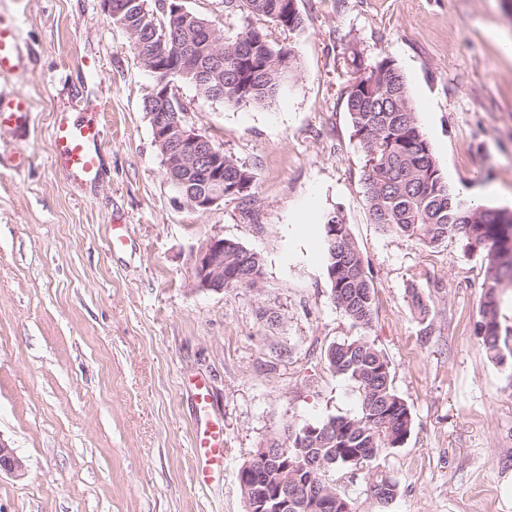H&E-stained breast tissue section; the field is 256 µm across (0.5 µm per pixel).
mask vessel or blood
I'll use <instances>...</instances> for the list:
<instances>
[{"label": "vessel or blood", "instance_id": "b4317fda", "mask_svg": "<svg viewBox=\"0 0 512 512\" xmlns=\"http://www.w3.org/2000/svg\"><path fill=\"white\" fill-rule=\"evenodd\" d=\"M25 57L14 25L0 21V75L23 68ZM32 107L20 95L0 92V125L26 134ZM106 128L100 117V105L89 94L82 95L76 109L56 113L50 130V148L57 164L83 186L95 184L100 175ZM194 451L198 461V479L211 483L224 470V431L215 422L198 421L194 431Z\"/></svg>", "mask_w": 512, "mask_h": 512}]
</instances>
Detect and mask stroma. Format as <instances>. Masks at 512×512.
Listing matches in <instances>:
<instances>
[{
    "label": "stroma",
    "mask_w": 512,
    "mask_h": 512,
    "mask_svg": "<svg viewBox=\"0 0 512 512\" xmlns=\"http://www.w3.org/2000/svg\"><path fill=\"white\" fill-rule=\"evenodd\" d=\"M301 31L252 24L292 45L271 103L233 108L179 85L187 123L250 168V213L176 204L143 100L154 85L101 0H0L26 67L0 91L32 106L28 135L0 127V439L25 463L0 472V512H246L237 479L290 424L356 413L359 394L327 348L364 337L387 357L411 435L329 472L354 512H512V363L475 332L486 261L452 236L435 249L380 231L345 92L355 69L393 60L433 155L461 198L512 211V0H298ZM101 68L82 80L84 56ZM107 127L92 188L53 165L49 129L82 91ZM21 151V168L10 155ZM495 194L476 197V190ZM348 225L375 288L371 323L336 308L321 266V218ZM126 238L109 245L113 225ZM215 237L265 260L258 288L196 287ZM421 288L419 320L407 290ZM224 428V475L199 486L193 378ZM394 479L392 502L367 490Z\"/></svg>",
    "instance_id": "1"
}]
</instances>
